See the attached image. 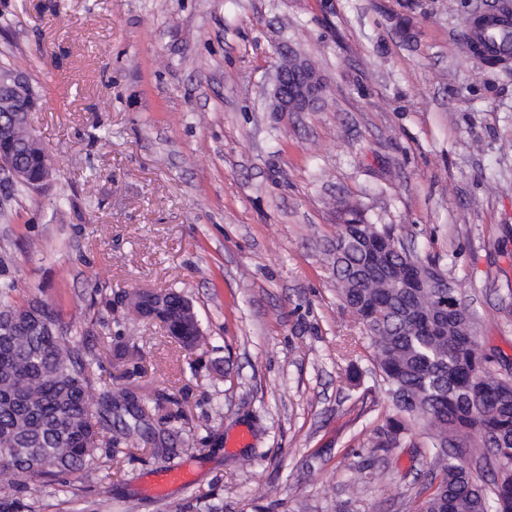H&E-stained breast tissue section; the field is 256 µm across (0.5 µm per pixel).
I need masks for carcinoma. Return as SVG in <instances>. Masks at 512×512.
<instances>
[{"instance_id": "1", "label": "carcinoma", "mask_w": 512, "mask_h": 512, "mask_svg": "<svg viewBox=\"0 0 512 512\" xmlns=\"http://www.w3.org/2000/svg\"><path fill=\"white\" fill-rule=\"evenodd\" d=\"M493 17L472 30L493 66L512 56V28ZM392 228L363 224L359 238L331 244L337 292L357 317L396 416L373 431L374 448H402L409 432L423 431L435 448L441 477L418 512H512V376L490 367L491 358L472 333V318L454 282L446 288H408L410 261L433 262L404 249L380 255L381 269L367 271L364 249ZM369 272L368 280L356 277ZM0 288V315L25 302ZM94 356L59 333L0 335V476L7 491L0 512H21L12 492L18 477L71 475L91 469L102 442L138 447L150 424L134 396L104 386L94 395L89 374ZM118 429L111 438L107 433ZM484 448L497 468L492 487L480 483L463 456Z\"/></svg>"}]
</instances>
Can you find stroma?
<instances>
[{
  "label": "stroma",
  "instance_id": "stroma-1",
  "mask_svg": "<svg viewBox=\"0 0 512 512\" xmlns=\"http://www.w3.org/2000/svg\"><path fill=\"white\" fill-rule=\"evenodd\" d=\"M494 3L0 0V64L39 91L29 124L70 186L0 205V284L54 307L93 387L179 431L166 458L103 447L26 479L34 512H411L431 450L369 446L392 410L328 249L343 206L393 227L512 373V59L466 45ZM288 46L324 78L318 111L270 108ZM137 289L187 296L205 344L134 317ZM170 466L189 483L149 496Z\"/></svg>",
  "mask_w": 512,
  "mask_h": 512
}]
</instances>
